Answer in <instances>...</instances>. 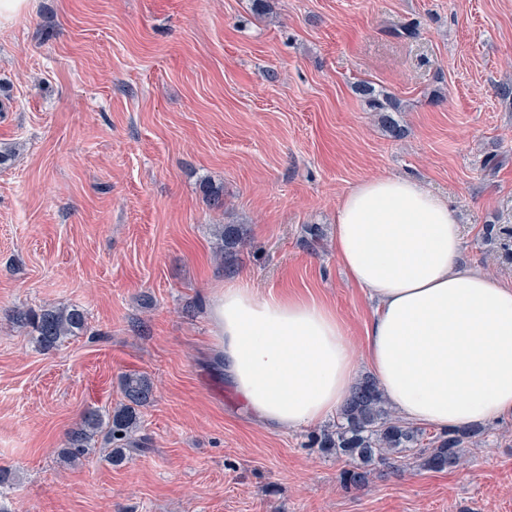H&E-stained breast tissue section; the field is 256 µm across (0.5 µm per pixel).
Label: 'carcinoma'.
Returning <instances> with one entry per match:
<instances>
[{"mask_svg": "<svg viewBox=\"0 0 512 512\" xmlns=\"http://www.w3.org/2000/svg\"><path fill=\"white\" fill-rule=\"evenodd\" d=\"M356 92L371 111L379 113L387 131L399 136L401 128L392 113L400 111V104L369 83L358 85ZM247 235V228L242 224L218 226L214 233L216 256L231 263L247 246ZM13 319L31 326L38 347L47 352L80 334L86 326L85 312L78 306L24 311ZM122 387L126 403L106 416L95 410L87 411L79 426L68 433L62 451L68 459L75 461L88 454L100 434L111 445L107 457L111 464L125 461L130 450H144L145 439L135 438L139 429L138 408L151 403L153 385L134 373L124 377ZM480 433L478 428L463 427L427 438L422 430L391 414L377 382L366 376L353 386L339 410L336 424L320 430L314 435L313 443L321 449L334 448L337 454L358 462V466L341 473L344 485L357 488L367 481L373 465L394 458L415 460L421 468L432 471L456 466L461 460L462 445Z\"/></svg>", "mask_w": 512, "mask_h": 512, "instance_id": "obj_1", "label": "carcinoma"}]
</instances>
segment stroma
I'll return each instance as SVG.
<instances>
[{
  "instance_id": "1",
  "label": "stroma",
  "mask_w": 512,
  "mask_h": 512,
  "mask_svg": "<svg viewBox=\"0 0 512 512\" xmlns=\"http://www.w3.org/2000/svg\"><path fill=\"white\" fill-rule=\"evenodd\" d=\"M362 81L400 103V137ZM0 146L10 512H512V417L483 424L462 466L378 463L343 490L351 462L313 447V426L276 431L244 407L204 306L237 280L315 296L363 354L372 304L331 232L339 198L380 176L443 194L461 262L512 282L484 240L512 227V0H29L0 22ZM221 224L249 228L226 266ZM47 306L87 319L50 352L11 320ZM129 373L153 384L148 451L114 466L99 441L64 463Z\"/></svg>"
}]
</instances>
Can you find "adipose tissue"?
<instances>
[{"instance_id": "adipose-tissue-1", "label": "adipose tissue", "mask_w": 512, "mask_h": 512, "mask_svg": "<svg viewBox=\"0 0 512 512\" xmlns=\"http://www.w3.org/2000/svg\"><path fill=\"white\" fill-rule=\"evenodd\" d=\"M332 242L375 303L363 358L316 299L236 282L208 301L224 375L251 413L282 428L323 421L365 366L407 420L445 431L512 416V283L459 263L444 199L413 179H365L340 198Z\"/></svg>"}]
</instances>
